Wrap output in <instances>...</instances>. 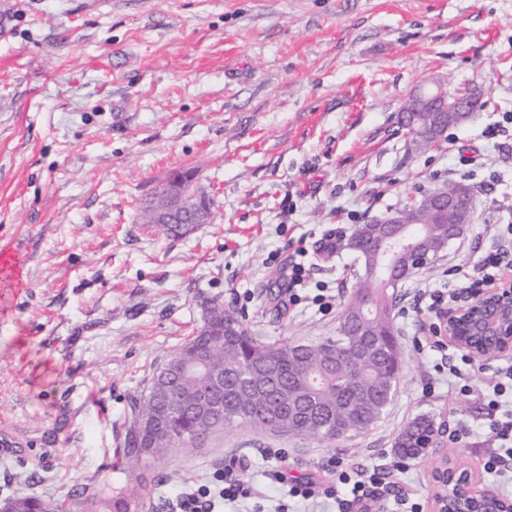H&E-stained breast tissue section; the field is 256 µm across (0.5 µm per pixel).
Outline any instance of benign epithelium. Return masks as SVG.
<instances>
[{"label":"benign epithelium","mask_w":512,"mask_h":512,"mask_svg":"<svg viewBox=\"0 0 512 512\" xmlns=\"http://www.w3.org/2000/svg\"><path fill=\"white\" fill-rule=\"evenodd\" d=\"M468 91L448 98L445 83L437 79L420 81L407 98L408 108L401 113V123L412 133L423 135L429 145L440 142L451 127L462 126L473 116ZM193 177L183 173L172 176L151 197L150 205L155 223L172 224L175 218H185L182 232L187 233L197 224L209 222V200L190 188ZM476 189L464 181L454 182L431 194L424 205L414 202L406 209H397L383 217L369 221L372 230L365 235L374 255L389 253L392 262L416 269L432 257L425 238L410 240L398 250L409 224H446L448 240L464 234L473 223ZM438 331L457 349L470 353L475 343L496 340L501 353L512 354V286H488L471 292L461 305L448 309L439 318ZM183 372H205L219 386L224 375L215 370L209 359H194L184 365ZM433 483L443 492L433 497V512H456L450 500L455 497L474 499L479 512H506L508 501L494 490L481 484L477 475L460 462L445 463Z\"/></svg>","instance_id":"obj_1"}]
</instances>
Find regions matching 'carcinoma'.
<instances>
[{
    "label": "carcinoma",
    "mask_w": 512,
    "mask_h": 512,
    "mask_svg": "<svg viewBox=\"0 0 512 512\" xmlns=\"http://www.w3.org/2000/svg\"><path fill=\"white\" fill-rule=\"evenodd\" d=\"M366 227L354 225L347 247L354 254L367 249L362 234ZM413 234L442 244V224H414ZM366 270L356 276L350 298L373 297L375 313L357 324L342 321L343 338L327 337L309 344L263 342L224 303L207 300L202 324L189 341L153 374L147 392L133 404L126 450L129 467L135 471L129 486L109 499L84 489L74 503L79 512H141L154 485L144 470L147 461L165 456L180 446L186 450L202 443L212 431L224 425L255 426L268 415L278 422V430L295 437L326 439V434L342 435L368 429L382 415L396 389L404 360L398 341L392 307L393 296L386 284L387 258L380 264L359 262ZM373 332L362 335L363 330ZM207 354L211 363L224 369V404L208 419L181 413L169 422L170 434L144 438V447L133 448L135 427L160 412L168 403L187 406L202 391L204 377L184 375L179 386L170 389L165 369L173 362ZM436 433L432 416L422 414L408 423L394 442L395 452L407 459H423ZM18 512H39L45 499L37 496L13 497Z\"/></svg>",
    "instance_id": "carcinoma-1"
}]
</instances>
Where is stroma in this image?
Masks as SVG:
<instances>
[{
	"mask_svg": "<svg viewBox=\"0 0 512 512\" xmlns=\"http://www.w3.org/2000/svg\"><path fill=\"white\" fill-rule=\"evenodd\" d=\"M432 74L482 108L411 153L400 112ZM179 171L194 173L213 217L171 237L140 213ZM460 180L477 189L474 222L401 285L406 360L381 418L331 443L220 428L149 460L145 512L218 489L229 453L233 478L258 492L236 512H340L322 494L289 497L275 473L328 486L332 461L394 458L421 414L437 434L401 476L417 498L430 503L446 456L512 500V477L483 473L494 447L484 403L448 384L461 352L414 290L429 284L447 311L457 269L481 278L489 227L512 225V0H0V500L115 495L129 479L132 403L201 324L205 300L267 342L336 335L355 282L350 227ZM326 237L337 248L324 255ZM459 420L470 432L453 443Z\"/></svg>",
	"mask_w": 512,
	"mask_h": 512,
	"instance_id": "obj_1",
	"label": "stroma"
}]
</instances>
